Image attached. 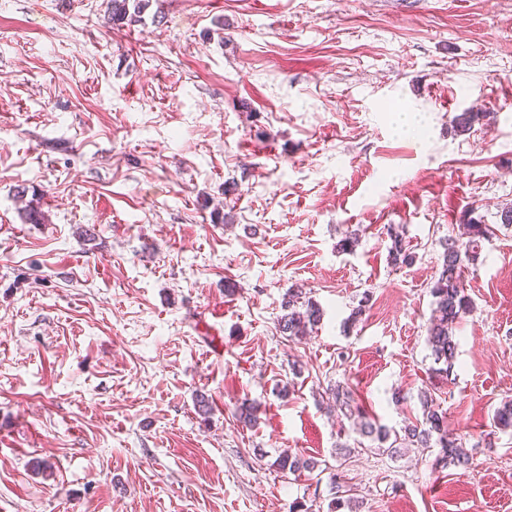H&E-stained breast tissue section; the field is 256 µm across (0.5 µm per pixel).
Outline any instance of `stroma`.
<instances>
[{
	"instance_id": "obj_1",
	"label": "stroma",
	"mask_w": 512,
	"mask_h": 512,
	"mask_svg": "<svg viewBox=\"0 0 512 512\" xmlns=\"http://www.w3.org/2000/svg\"><path fill=\"white\" fill-rule=\"evenodd\" d=\"M510 204L512 0H0V512H330L333 473L359 512H512ZM469 210L495 233L449 385L430 288ZM339 382L395 428L430 389L471 468L337 456ZM112 25L121 26L141 21L150 0H108ZM132 9V12H131ZM390 238L392 240L388 255L390 264L395 267L412 264L414 257L412 253L407 250L402 234L398 233L396 230H391ZM284 312L279 322L280 331L289 338L301 340L317 330L322 319V309L302 288H288L282 303Z\"/></svg>"
}]
</instances>
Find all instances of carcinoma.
<instances>
[{"mask_svg": "<svg viewBox=\"0 0 512 512\" xmlns=\"http://www.w3.org/2000/svg\"><path fill=\"white\" fill-rule=\"evenodd\" d=\"M109 15L112 24L121 26L141 21L150 0H109ZM466 236L451 238L445 244L441 270L431 288L435 308L428 327L427 343L436 367L432 372L442 378L452 376L458 341L456 328L464 315L473 310V304L465 292L463 269L476 267L483 262L482 243L494 234L488 224L470 216L464 220ZM392 245L389 261L393 266L410 265L414 256L407 250L402 234L390 232ZM279 319L280 331L290 338L302 339L317 329L322 319V309L300 288H290L284 294ZM336 406L344 416L353 421V432L377 444V448L392 455H399L408 448H439L443 466L467 469L469 457L461 450V436L448 430L445 413L439 411L432 395L421 392L422 415L404 428L397 430L380 422L375 414L354 404L352 390L340 383L330 388ZM497 428L512 430V401L502 404L494 414ZM281 473L312 471L316 463L301 459L288 452L273 463Z\"/></svg>", "mask_w": 512, "mask_h": 512, "instance_id": "carcinoma-1", "label": "carcinoma"}]
</instances>
